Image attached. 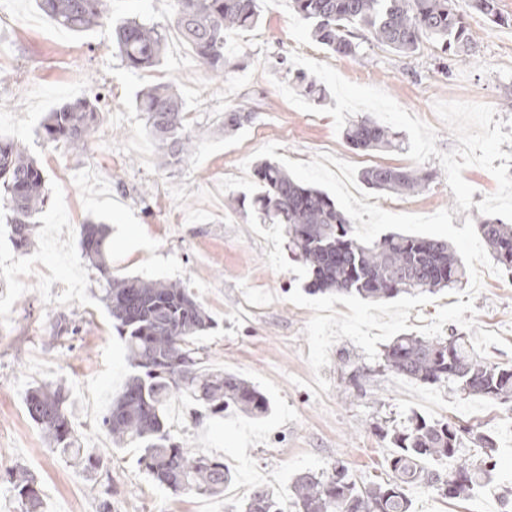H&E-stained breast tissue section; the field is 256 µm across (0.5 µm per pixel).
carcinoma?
I'll return each mask as SVG.
<instances>
[{"mask_svg": "<svg viewBox=\"0 0 512 512\" xmlns=\"http://www.w3.org/2000/svg\"><path fill=\"white\" fill-rule=\"evenodd\" d=\"M112 0H39L38 6L58 24L76 33L112 21V47L127 67L150 72L160 64L166 34L156 24L114 19ZM175 30L191 46L215 79H224L225 34L253 28L259 18L256 0H176ZM477 11L498 25H511L497 0H473ZM295 11L313 25L316 40L342 56H354L359 44L353 26L365 27L373 40L413 54L423 41H434L445 52L468 48L470 34L451 7V0H293ZM99 98L65 103L48 113L41 125L44 140L85 151L95 138ZM136 111L144 114L148 133L158 144L159 167L185 160L195 136L188 128L186 105L171 81L140 90ZM246 105L224 109L220 128L232 133L252 122ZM395 133L367 117L345 130L354 149L376 150L392 145ZM262 191L251 203L263 223L283 224L289 247L312 273L313 292L336 290L364 299L402 294L434 293L455 288L466 276L465 265L447 242L402 234L363 244L353 235L352 221L323 191L306 187L280 168L264 161L254 168ZM371 188L395 193L417 192L429 180L418 169L377 165L362 173ZM47 197L42 169L19 143L0 139V202L9 211L12 238L23 251L35 248L33 218L43 212ZM478 230L493 259L512 272V225L485 220ZM81 255L100 274V300L112 326L124 339L135 373L112 402L102 427L112 443L140 452L139 464L151 479L174 492L216 494L232 480L224 461L183 446L166 421L167 406L180 393L189 395L214 416L233 409L262 416L267 398L248 381L230 372H205L190 347L192 339L212 324L194 295L179 283L112 275L108 264V233L101 224H84ZM382 367L422 383H446L451 389L501 404L512 402V365L480 359L467 336L426 338L398 336L383 351ZM27 416L47 442L73 457L87 470L100 460L80 447L74 436L69 397L60 385L43 383L28 389ZM390 444L393 478L385 484L361 485L337 462L321 472H304L293 485L295 512H412L408 488L423 483L449 500L471 498L496 469L494 442L480 424L432 422L414 414L406 424L378 429ZM469 441L480 449V460L464 458ZM448 461L442 473L431 464ZM19 512L41 508V490L26 472L0 471ZM241 512H284L278 495L258 486L240 504Z\"/></svg>", "mask_w": 512, "mask_h": 512, "instance_id": "carcinoma-1", "label": "carcinoma"}]
</instances>
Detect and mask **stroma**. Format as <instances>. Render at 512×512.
<instances>
[{
	"instance_id": "obj_1",
	"label": "stroma",
	"mask_w": 512,
	"mask_h": 512,
	"mask_svg": "<svg viewBox=\"0 0 512 512\" xmlns=\"http://www.w3.org/2000/svg\"><path fill=\"white\" fill-rule=\"evenodd\" d=\"M472 38L468 53L448 55L433 42L405 55L355 34L359 51L340 56L319 44L312 26L291 0H260L256 27L231 35L224 80L198 71L191 47L174 26L175 0H112V15L164 27L159 67L137 73L112 48V26L76 34L56 25L35 0H0V136L19 141L43 170L47 204L37 217V246L28 254L12 242L8 213L0 209V470L22 468L41 489L43 512H99L111 497L115 512H193L195 495L155 483L134 449L112 443L100 419L132 372L125 342L98 298L99 273L81 256L80 226H109L113 274L177 281L194 294L213 321L194 340L202 367L231 372L254 384L269 400L262 418L228 413L213 417L189 399H172L168 424L184 447L230 462L235 483L273 487L293 500V482L304 472L343 463L360 483L391 478L388 443L376 429L421 412V399L436 402V421L484 422L496 442L491 482L470 500L451 502L417 484L409 488L414 512H505L503 487L512 488V437L501 431L507 410L484 398L425 384L383 370L350 339L335 342L329 364L313 372L305 327L313 312L290 302L305 287L307 267L293 260L279 224H263L236 204L241 190L210 195L225 177L266 144L278 155L307 162L321 153L366 169L407 167L409 135L395 147L353 149L327 115L305 113L279 92L292 83L283 62L298 49L331 65L348 81L384 90L400 106L432 126L440 152L456 146L439 119L438 101L491 105L498 119H512V26L490 22L472 0H451ZM174 82L185 98L189 123L199 135L191 156L159 168L144 162L134 141L147 138L145 119L133 99L144 86ZM103 93L107 107L95 134V153L44 141L47 112ZM246 103L252 123L235 133L219 129L226 107ZM93 180H85L88 167ZM429 173L415 193L378 191V205L392 213L425 215L452 210V223L480 222L477 208L497 189L485 169L463 177L473 208L460 211L438 156L421 163ZM475 321L498 333L506 347L489 346L485 359L512 364V276L481 273ZM76 320L77 335L56 336L53 315ZM326 378L321 391L315 376ZM64 385L81 445L100 460L83 471L53 450L25 415L24 395L40 383Z\"/></svg>"
}]
</instances>
